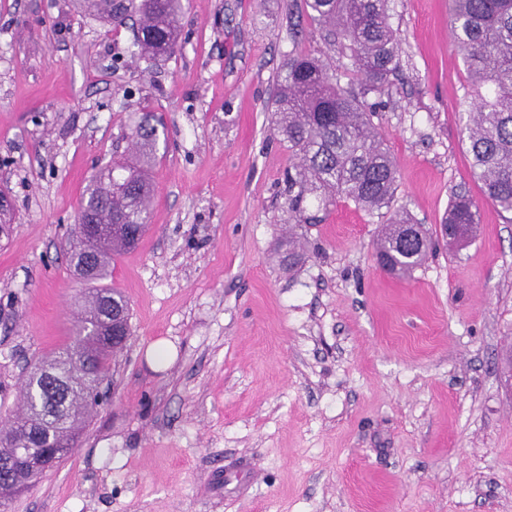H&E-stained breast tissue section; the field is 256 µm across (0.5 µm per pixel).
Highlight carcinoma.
<instances>
[{"instance_id": "cac0c4a2", "label": "carcinoma", "mask_w": 512, "mask_h": 512, "mask_svg": "<svg viewBox=\"0 0 512 512\" xmlns=\"http://www.w3.org/2000/svg\"><path fill=\"white\" fill-rule=\"evenodd\" d=\"M186 0H78L82 11L120 25L137 16L134 45L143 59L173 55ZM323 41L349 51L360 91L342 84L320 57L295 49L279 74L275 131L297 157L288 174V209L301 214L312 198L320 209L350 200L371 211L390 209L396 164L375 130L376 112L362 98L380 94L399 64L402 40L393 28L389 0H305ZM451 27L464 58L474 101L465 126L471 173L486 200L512 215V0H451ZM148 113L132 132L136 165L114 161L92 176L67 238L70 267L82 285L83 311L70 343L32 366L19 391L21 415L0 431V499L29 487L63 461L99 403L114 356L112 318L129 315L121 292L106 281L112 262L131 249L149 220L154 186L147 170L158 135ZM479 202L465 193L451 198L440 224L449 244L469 240L479 223ZM101 225L91 240L81 221ZM432 234L403 214L381 225L375 254L379 266L403 278L421 265Z\"/></svg>"}]
</instances>
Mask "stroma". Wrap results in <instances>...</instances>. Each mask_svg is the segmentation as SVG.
I'll use <instances>...</instances> for the list:
<instances>
[{"mask_svg":"<svg viewBox=\"0 0 512 512\" xmlns=\"http://www.w3.org/2000/svg\"><path fill=\"white\" fill-rule=\"evenodd\" d=\"M390 4L400 68L367 102L392 208L433 232L454 193L481 203L476 237L405 279L376 263L385 212L288 209L281 68L298 46L352 79L304 0H192L151 62L70 0H0V425L79 316L64 250L86 183L133 159L145 113L167 133L151 226L112 267L132 334L107 398L0 512H512V223L471 174L450 0Z\"/></svg>","mask_w":512,"mask_h":512,"instance_id":"stroma-1","label":"stroma"}]
</instances>
